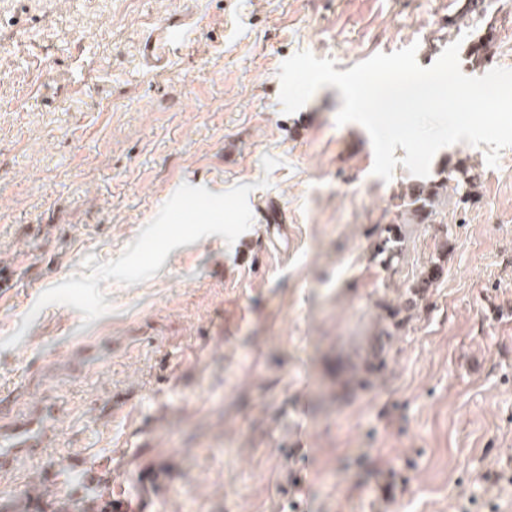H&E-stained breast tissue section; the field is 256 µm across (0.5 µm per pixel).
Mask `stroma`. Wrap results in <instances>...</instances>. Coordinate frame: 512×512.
Listing matches in <instances>:
<instances>
[{
	"label": "stroma",
	"mask_w": 512,
	"mask_h": 512,
	"mask_svg": "<svg viewBox=\"0 0 512 512\" xmlns=\"http://www.w3.org/2000/svg\"><path fill=\"white\" fill-rule=\"evenodd\" d=\"M466 4L0 0V512L104 484L130 512H512V147L494 167L485 147L440 149L430 179L466 160L474 195L406 225L387 269L372 231L401 221L413 175H373L367 131L336 123L338 88L291 115L279 99L302 50L343 72L412 44L427 67L456 42L465 75L512 70V0ZM185 17L193 39L148 64L150 29ZM185 183L252 185L251 228L173 249L144 282H99L111 310L90 323L35 310ZM489 208L500 223H481ZM437 260L385 368L354 387L379 301Z\"/></svg>",
	"instance_id": "obj_1"
}]
</instances>
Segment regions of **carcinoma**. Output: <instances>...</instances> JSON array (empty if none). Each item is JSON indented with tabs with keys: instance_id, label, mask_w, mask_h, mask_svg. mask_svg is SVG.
Wrapping results in <instances>:
<instances>
[{
	"instance_id": "1",
	"label": "carcinoma",
	"mask_w": 512,
	"mask_h": 512,
	"mask_svg": "<svg viewBox=\"0 0 512 512\" xmlns=\"http://www.w3.org/2000/svg\"><path fill=\"white\" fill-rule=\"evenodd\" d=\"M444 178L440 181H420L413 183L407 191L398 196L399 207L404 213L411 216L415 224L432 223L439 216L436 202L444 190H451L457 203L466 204L473 195L475 177L472 167L466 161L459 160L454 164H447L443 170ZM377 241L375 243L376 255L381 257V264L387 269L398 263L403 254L404 231L402 224H387L375 227ZM443 265L432 263L424 267L419 274L417 284L408 288L406 298L396 304L385 301L381 308L385 312V319L390 327L397 329L406 320L405 314L416 306V297L432 287L441 277Z\"/></svg>"
}]
</instances>
